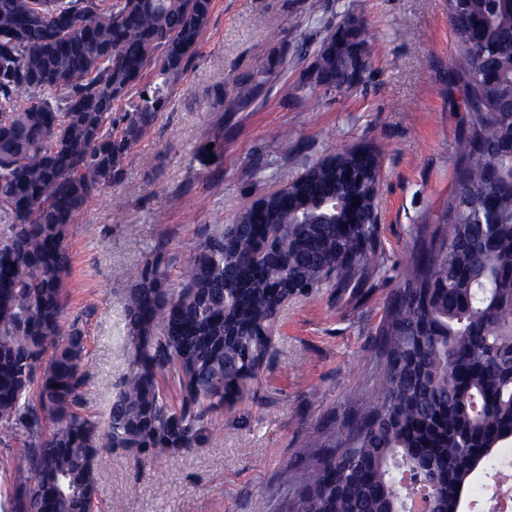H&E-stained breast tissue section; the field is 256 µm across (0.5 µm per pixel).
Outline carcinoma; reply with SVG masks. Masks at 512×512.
<instances>
[{
    "mask_svg": "<svg viewBox=\"0 0 512 512\" xmlns=\"http://www.w3.org/2000/svg\"><path fill=\"white\" fill-rule=\"evenodd\" d=\"M211 12L212 0H0V444L24 438L0 512H90L113 450L162 455L206 429L224 406V360L249 369L271 344L256 329L270 300L224 286L289 278L353 295L376 273L380 177L348 148L264 192L267 206H244L240 227L209 228L175 280L161 251L131 271L125 372L106 422L80 413L86 341L79 323L64 327L67 228L121 181ZM448 13L465 86L455 189L389 303L377 393L310 460L289 512H396L410 465L439 512H460L475 473L512 445V0H448ZM355 67L343 36L310 76L340 90ZM267 81L238 79L229 109ZM336 197L358 205L321 207ZM268 229L271 262L258 254ZM226 328L238 333L227 350Z\"/></svg>",
    "mask_w": 512,
    "mask_h": 512,
    "instance_id": "obj_1",
    "label": "carcinoma"
}]
</instances>
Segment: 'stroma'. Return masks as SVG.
<instances>
[{"instance_id":"1","label":"stroma","mask_w":512,"mask_h":512,"mask_svg":"<svg viewBox=\"0 0 512 512\" xmlns=\"http://www.w3.org/2000/svg\"><path fill=\"white\" fill-rule=\"evenodd\" d=\"M213 0L197 56L164 112L131 148L119 183L71 224L64 278L68 319L87 336L89 376L80 410L105 417L108 387L125 367L120 339L127 272L162 246L180 265L209 224H230L252 199L344 146L373 147L381 161L378 270L355 296L323 288L289 300L249 391L211 414L213 429L161 456L117 449L101 466L94 512H284L313 433L333 437L377 388L375 346L387 305L403 286L417 231L435 223L455 187L454 144L463 132L461 46L448 0ZM363 20L379 48L356 84H305L326 35ZM269 71L263 95L231 112L240 75ZM294 86L282 96L281 84ZM223 86L224 102L211 95ZM288 129L298 156L273 135Z\"/></svg>"}]
</instances>
